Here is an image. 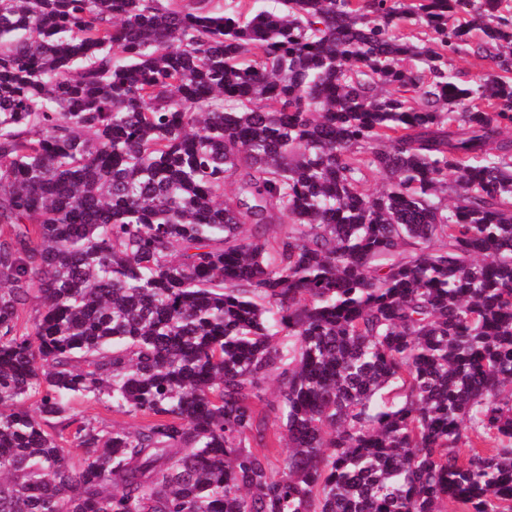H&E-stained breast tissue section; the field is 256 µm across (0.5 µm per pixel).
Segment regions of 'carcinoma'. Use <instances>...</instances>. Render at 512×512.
<instances>
[{"instance_id": "cac0c4a2", "label": "carcinoma", "mask_w": 512, "mask_h": 512, "mask_svg": "<svg viewBox=\"0 0 512 512\" xmlns=\"http://www.w3.org/2000/svg\"><path fill=\"white\" fill-rule=\"evenodd\" d=\"M511 124L512 0H0V512H512ZM448 69L459 74L463 80L473 83L479 82L491 73L493 64L489 59L470 52L452 56L448 61ZM75 411L92 419L95 424L106 429L115 427H131L140 424L139 418L119 414L108 410L104 404L92 398L84 399L74 405Z\"/></svg>"}]
</instances>
